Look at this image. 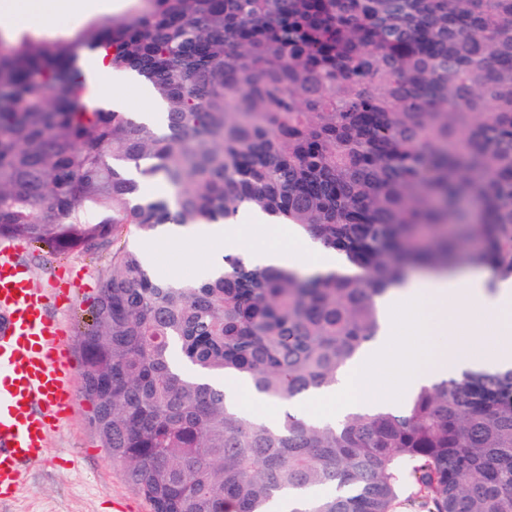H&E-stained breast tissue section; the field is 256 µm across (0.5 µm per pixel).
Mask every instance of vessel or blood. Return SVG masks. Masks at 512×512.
Returning <instances> with one entry per match:
<instances>
[{"instance_id":"vessel-or-blood-1","label":"vessel or blood","mask_w":512,"mask_h":512,"mask_svg":"<svg viewBox=\"0 0 512 512\" xmlns=\"http://www.w3.org/2000/svg\"><path fill=\"white\" fill-rule=\"evenodd\" d=\"M48 294L32 288L10 247L0 248V496L42 463L48 430L74 398L72 365L50 319Z\"/></svg>"}]
</instances>
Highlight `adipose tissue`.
Masks as SVG:
<instances>
[{
    "mask_svg": "<svg viewBox=\"0 0 512 512\" xmlns=\"http://www.w3.org/2000/svg\"><path fill=\"white\" fill-rule=\"evenodd\" d=\"M91 6V0H5L0 25L12 28L45 17L67 20ZM245 256L261 266L304 274L339 270L335 251L277 244L248 245ZM383 329L377 340L344 370L335 387L306 396L296 410L335 421L351 411L375 405V381L392 375L395 393L410 397L461 372L512 369V281L491 284L488 271L414 276L382 299ZM440 337L436 346L424 339Z\"/></svg>",
    "mask_w": 512,
    "mask_h": 512,
    "instance_id": "obj_1",
    "label": "adipose tissue"
}]
</instances>
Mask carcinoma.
<instances>
[{
	"instance_id": "obj_1",
	"label": "carcinoma",
	"mask_w": 512,
	"mask_h": 512,
	"mask_svg": "<svg viewBox=\"0 0 512 512\" xmlns=\"http://www.w3.org/2000/svg\"><path fill=\"white\" fill-rule=\"evenodd\" d=\"M0 241L112 254L79 332L89 428L152 512H512V369L401 408L275 428L336 384L416 268L512 280V0H128L73 38L0 28ZM141 77L165 127L97 105L78 50ZM162 181L170 200L140 192ZM291 224L349 267L224 256L161 280L129 245L164 226Z\"/></svg>"
}]
</instances>
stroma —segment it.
Returning a JSON list of instances; mask_svg holds the SVG:
<instances>
[{
    "label": "stroma",
    "instance_id": "35a3bbf8",
    "mask_svg": "<svg viewBox=\"0 0 512 512\" xmlns=\"http://www.w3.org/2000/svg\"><path fill=\"white\" fill-rule=\"evenodd\" d=\"M210 250V243L205 241L186 249L159 243L153 271L163 279L196 278ZM13 255L27 267L37 290L55 295L63 289L72 293V303L50 305L48 312L64 327L71 363L79 365L77 333L90 317L100 279L111 268L110 255H60L25 242L16 243ZM89 414L87 402L81 400L72 414L56 422L48 440L47 462L26 473L19 489L0 503V512H119L126 505L134 512H152L149 503L106 456L87 425Z\"/></svg>",
    "mask_w": 512,
    "mask_h": 512
}]
</instances>
